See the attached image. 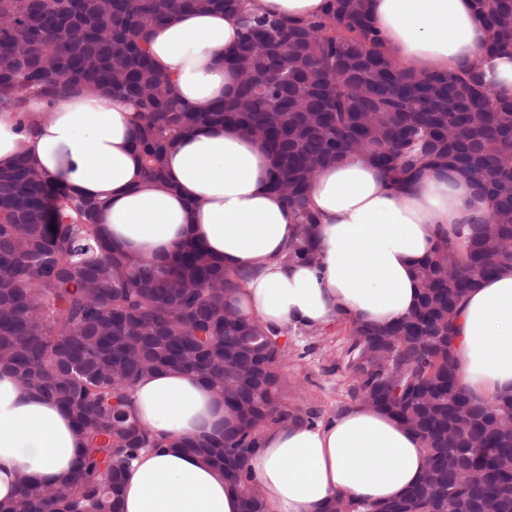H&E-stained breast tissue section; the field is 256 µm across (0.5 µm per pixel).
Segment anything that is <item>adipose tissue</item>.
<instances>
[{
	"label": "adipose tissue",
	"instance_id": "adipose-tissue-1",
	"mask_svg": "<svg viewBox=\"0 0 512 512\" xmlns=\"http://www.w3.org/2000/svg\"><path fill=\"white\" fill-rule=\"evenodd\" d=\"M326 0H246L259 15L313 18ZM386 50L421 73L467 68L512 98V58L482 52L487 31L473 0H367ZM236 17L177 14L155 29L149 48L178 94L211 111L234 89L224 54L239 40ZM135 112L107 91L77 93L53 106L29 97L26 114L0 111V169L27 155L57 185L101 208L98 225L124 250L162 258L202 242L232 271L249 272L241 310L280 328H323L339 320L384 326L419 301L413 268L446 236L486 220L488 198L450 173L424 170L395 186L363 161L324 166L309 189L319 217L315 263H289L296 217L269 187L273 158L241 130L209 125L165 160L167 188L146 183L133 146ZM452 356L460 386L488 404L512 394V272L482 282L461 305ZM134 406L156 436H200L228 416L193 373L169 370L139 379ZM82 438L68 410L0 370V501L18 494V476L46 486L74 471ZM247 466L271 512H326L343 496L385 503L403 497L425 468L422 439L387 413L355 402L327 422L284 423L263 433ZM124 512H241L237 495L203 460L172 448L142 452L125 483Z\"/></svg>",
	"mask_w": 512,
	"mask_h": 512
}]
</instances>
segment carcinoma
<instances>
[{
    "instance_id": "obj_1",
    "label": "carcinoma",
    "mask_w": 512,
    "mask_h": 512,
    "mask_svg": "<svg viewBox=\"0 0 512 512\" xmlns=\"http://www.w3.org/2000/svg\"><path fill=\"white\" fill-rule=\"evenodd\" d=\"M243 0H0V111L26 112V95L51 104L69 90L108 89L136 107L137 146L149 184L167 187L169 148L205 125H232L276 159L271 188L296 212L285 260L317 258V215L307 193L336 160H368L394 183L426 166L451 171L491 201L487 220L448 237L415 268L420 298L385 326L344 322L352 398L373 399L417 424L429 467L402 498L347 500L348 512H512V398L473 402L456 381L450 347L464 297L512 271V99L468 69L419 73L385 50L366 0H327L312 19L252 16L224 55L232 98L196 112L175 93L148 48L176 12L238 14ZM487 54H512V0H474ZM98 204L53 185L28 160L0 171V368L65 405L85 442L76 473L51 486L19 479L0 512H122L124 480L139 454L162 446L133 409L146 373L197 374L231 411L217 434L170 447L204 459L239 497L268 512L246 460L264 429L314 421L288 406V330L236 306L249 278L197 242L156 261L110 246Z\"/></svg>"
}]
</instances>
